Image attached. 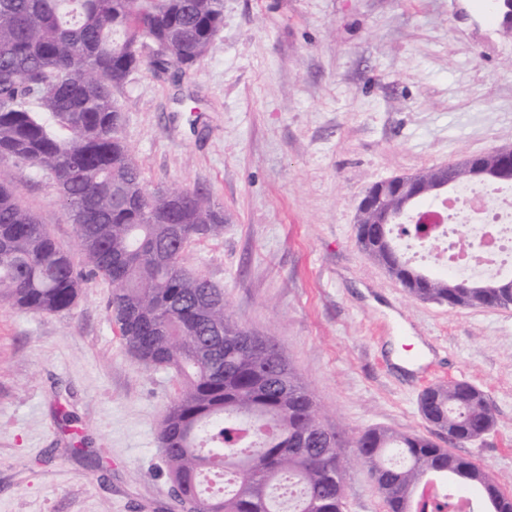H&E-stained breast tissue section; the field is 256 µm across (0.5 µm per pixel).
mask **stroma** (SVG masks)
<instances>
[{"instance_id": "stroma-1", "label": "stroma", "mask_w": 512, "mask_h": 512, "mask_svg": "<svg viewBox=\"0 0 512 512\" xmlns=\"http://www.w3.org/2000/svg\"><path fill=\"white\" fill-rule=\"evenodd\" d=\"M117 99L147 190L224 212L223 236L191 242L187 264L274 341L328 426L433 440L421 391L469 381L496 424L453 451L512 493V309L421 301L354 230L374 182L512 147V36L490 0H224L196 65L139 68ZM0 170L84 270L52 182ZM111 294L87 277L60 313L0 300V512H179L157 431L180 383L128 351ZM409 338L411 373L391 357ZM344 496L346 512H385L363 466L346 469Z\"/></svg>"}]
</instances>
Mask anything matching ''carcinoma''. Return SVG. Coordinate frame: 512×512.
Returning <instances> with one entry per match:
<instances>
[{"label": "carcinoma", "mask_w": 512, "mask_h": 512, "mask_svg": "<svg viewBox=\"0 0 512 512\" xmlns=\"http://www.w3.org/2000/svg\"><path fill=\"white\" fill-rule=\"evenodd\" d=\"M224 0H0V163L51 180L75 224L89 272L112 284L108 307L128 350L172 370L181 394L158 435L167 473L199 512H345L343 437L321 422L312 392L271 342H248L221 289L185 262L194 239L224 233V213L187 190L152 194L121 135L116 92L131 73L184 71L208 51ZM166 46L168 58L144 48ZM457 183L476 177L448 163ZM403 221L417 203L389 196ZM356 239L410 295L450 307H491L512 288L424 271L397 239L420 228L383 224ZM79 277L38 219L0 181V298L44 313L70 309ZM423 418L464 444L494 426L484 392L459 380L420 394ZM386 512H453L475 491L485 512H512V494L479 465L417 434L371 428L352 442Z\"/></svg>", "instance_id": "carcinoma-1"}]
</instances>
